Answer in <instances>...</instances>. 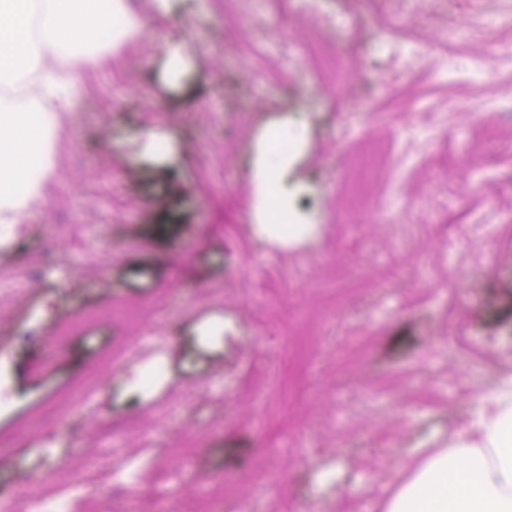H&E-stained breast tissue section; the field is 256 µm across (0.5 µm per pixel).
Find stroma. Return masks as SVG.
I'll return each instance as SVG.
<instances>
[{"mask_svg": "<svg viewBox=\"0 0 512 512\" xmlns=\"http://www.w3.org/2000/svg\"><path fill=\"white\" fill-rule=\"evenodd\" d=\"M142 6L144 29L95 35L41 199L0 223V492L381 512L512 377V0ZM296 124L278 177L307 232L261 236L279 205L252 175ZM92 308L111 316L56 342ZM149 341L166 375L145 390Z\"/></svg>", "mask_w": 512, "mask_h": 512, "instance_id": "1", "label": "stroma"}]
</instances>
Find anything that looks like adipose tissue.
<instances>
[{
	"instance_id": "adipose-tissue-1",
	"label": "adipose tissue",
	"mask_w": 512,
	"mask_h": 512,
	"mask_svg": "<svg viewBox=\"0 0 512 512\" xmlns=\"http://www.w3.org/2000/svg\"><path fill=\"white\" fill-rule=\"evenodd\" d=\"M104 17L98 0H0V84L32 101L28 120L51 131L59 115L76 111L83 93L77 80L58 84V66L85 71L97 54L83 45ZM19 113L0 101V223H20L25 209L43 193L45 174L24 182L14 171L36 142L19 139ZM382 512H512V379L482 403L471 424L449 434L445 445L418 459L397 485Z\"/></svg>"
}]
</instances>
